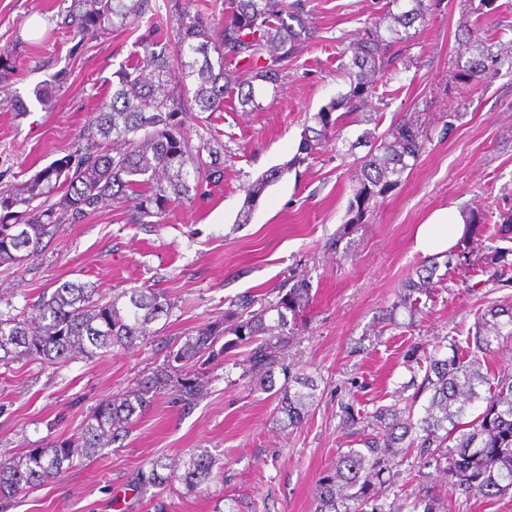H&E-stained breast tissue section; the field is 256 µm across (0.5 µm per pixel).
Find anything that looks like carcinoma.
I'll use <instances>...</instances> for the list:
<instances>
[{"mask_svg": "<svg viewBox=\"0 0 512 512\" xmlns=\"http://www.w3.org/2000/svg\"><path fill=\"white\" fill-rule=\"evenodd\" d=\"M428 10L425 0H388L379 21L347 45L349 90L312 116L313 125L305 128L284 166L247 186L238 223L249 221L258 199L283 171L305 164L339 139L346 117L361 112L364 122L376 121L369 107L377 82L397 60L395 46L413 38L410 29L426 22ZM64 12L68 33L81 41L142 23L147 35L139 41L142 52L136 59L113 73L112 96L98 102L71 151L21 185L0 191V266L22 265L41 252L57 225L77 224L116 200L143 219L161 217L175 202L206 196L208 187L224 180V143L214 135L192 145L188 122L218 111L232 94L243 111L262 109L259 99L277 91L285 70L314 37L303 0H222L219 25L197 0H170L164 16L151 0H70ZM474 48L476 54L457 66V78L464 82L485 78L501 55L482 43ZM36 98L43 108L54 109L56 86L39 85ZM362 139L368 151L358 159L349 227L362 223L377 200L399 184L409 161L420 157L427 131L409 115L379 136L365 130ZM485 228L483 212L467 214L468 234L481 235ZM491 236L512 243V216L494 225ZM481 262L486 281L498 284L512 270V247H490ZM449 264L428 259L378 316L381 327L373 335L414 326L434 288L448 276L439 273L440 266ZM310 299V282L302 278L279 288L276 300L259 309L252 295L232 301L224 316L185 336L165 366L122 395L99 402L80 437L0 459V498L45 485L126 437L132 419L163 390L174 388L175 403L184 411L193 408L204 385L190 368L201 360L242 356L239 379L276 395L282 427L301 426L318 385L294 371L286 350L305 326ZM171 307L170 299L153 288H125L106 297L90 282H62L42 294L29 314L0 312V365L63 363L133 348L156 335L151 324ZM508 339L512 305L491 306L477 318L474 335L452 336L431 352L419 345L405 352V364L423 377L403 386L396 403L367 416L345 405L343 423L356 429L360 447L340 455L333 471L320 478L315 512H446L443 502L425 491L403 495L400 467L412 455L410 480L420 486L434 470L468 497L495 501L507 495L512 490V368L495 371L489 361ZM409 389L413 393L402 397ZM425 392L427 402L416 414ZM215 463L206 448L170 462L159 457L138 469L134 484L147 490L178 481L201 489L213 480Z\"/></svg>", "mask_w": 512, "mask_h": 512, "instance_id": "cac0c4a2", "label": "carcinoma"}]
</instances>
